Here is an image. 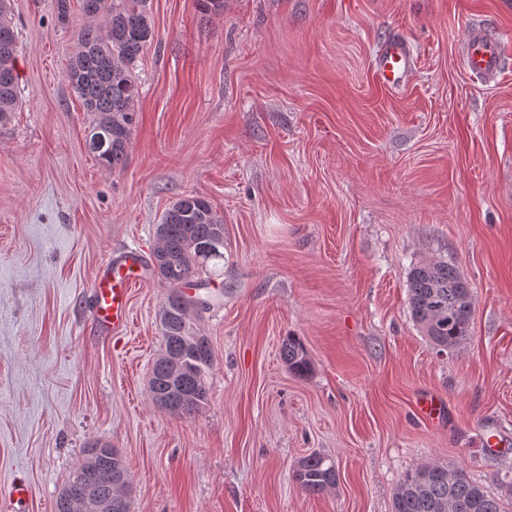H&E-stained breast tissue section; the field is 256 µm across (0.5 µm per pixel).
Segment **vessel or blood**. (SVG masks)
<instances>
[{"mask_svg":"<svg viewBox=\"0 0 512 512\" xmlns=\"http://www.w3.org/2000/svg\"><path fill=\"white\" fill-rule=\"evenodd\" d=\"M502 46L474 29L464 38L463 59L469 75L494 80L500 74ZM415 57L409 44L393 39L386 41L374 58V70L379 81L387 86L405 82L412 72ZM144 262L140 253L129 250L120 257H108L98 268L91 284L92 317L96 326L112 334L124 333L129 316L132 288L142 281ZM31 487L22 478L0 484V500L7 502L13 512H20L29 500Z\"/></svg>","mask_w":512,"mask_h":512,"instance_id":"1","label":"vessel or blood"}]
</instances>
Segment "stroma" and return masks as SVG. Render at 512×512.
<instances>
[{
  "mask_svg": "<svg viewBox=\"0 0 512 512\" xmlns=\"http://www.w3.org/2000/svg\"><path fill=\"white\" fill-rule=\"evenodd\" d=\"M19 106L0 124V482L27 512L55 499L96 440L129 475L130 512H391L406 472L464 467L512 512V0H150L131 144L109 171L66 77L72 29L55 0H10ZM500 36L504 69L471 79L469 28ZM412 75L382 85L385 41ZM224 218V262L196 318L214 354L191 415L149 391L168 287L132 288L129 327L91 320L106 255L152 257L180 198ZM454 264L473 292L471 335L437 354L412 321L410 269ZM313 368L292 374L283 338ZM446 405L440 422L419 397ZM335 489L305 495L312 453ZM415 57L409 44L403 40L386 41L374 58V70L385 86H396L405 82L412 73ZM293 478L305 494L320 495L335 488L339 476L333 459L321 454H311L298 462ZM31 487L23 478H14L8 483L0 484V498L7 502L12 510H20L31 496Z\"/></svg>",
  "mask_w": 512,
  "mask_h": 512,
  "instance_id": "35a3bbf8",
  "label": "stroma"
}]
</instances>
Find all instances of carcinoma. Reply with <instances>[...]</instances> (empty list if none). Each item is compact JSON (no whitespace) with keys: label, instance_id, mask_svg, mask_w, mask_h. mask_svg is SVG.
Returning <instances> with one entry per match:
<instances>
[{"label":"carcinoma","instance_id":"cac0c4a2","mask_svg":"<svg viewBox=\"0 0 512 512\" xmlns=\"http://www.w3.org/2000/svg\"><path fill=\"white\" fill-rule=\"evenodd\" d=\"M89 22L75 32L76 51L69 61L66 79L85 111L94 115L86 137L89 153L99 165L115 170L125 164L131 144L134 102L139 86L133 70L144 48L154 38L149 0H81ZM105 20V26L96 20ZM16 35L8 12L0 13V124L8 122L18 105ZM158 246L152 259L165 260L159 277L169 287L162 307L164 352L155 360L150 391L155 403L178 415L193 414L208 402V378L213 365L209 338L200 333L192 314L206 302L182 291L184 280L211 273L210 262L224 260V219L211 204L197 196L176 201L157 225ZM209 243L214 251L198 247ZM410 317L438 354H451L470 335L473 316L468 282L454 265L422 260L409 271ZM282 360L298 376L311 370L302 341L289 336L282 341ZM109 445L94 441L84 460H96L105 470L112 464L108 453L95 450ZM293 478L308 495H320L336 487L335 462L321 454L301 459ZM119 488L106 480L83 488L88 512ZM392 512H504L501 499L471 481L460 467L428 463L406 473L392 496Z\"/></svg>","mask_w":512,"mask_h":512}]
</instances>
